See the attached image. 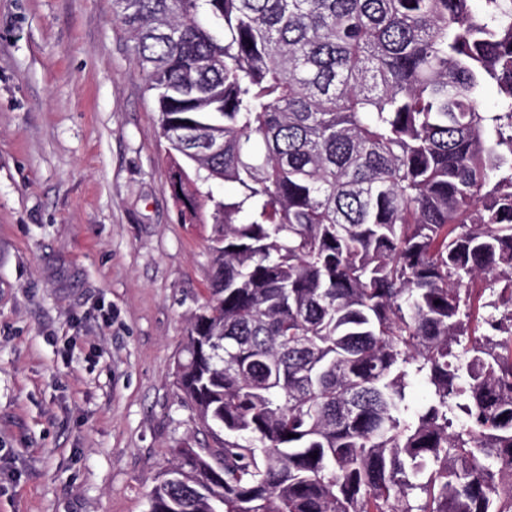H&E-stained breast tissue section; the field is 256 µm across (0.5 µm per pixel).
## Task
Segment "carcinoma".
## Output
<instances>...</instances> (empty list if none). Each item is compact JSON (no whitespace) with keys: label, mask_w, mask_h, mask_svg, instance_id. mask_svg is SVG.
<instances>
[{"label":"carcinoma","mask_w":512,"mask_h":512,"mask_svg":"<svg viewBox=\"0 0 512 512\" xmlns=\"http://www.w3.org/2000/svg\"><path fill=\"white\" fill-rule=\"evenodd\" d=\"M113 16L214 242L174 368L212 444L148 512H512V0Z\"/></svg>","instance_id":"obj_1"}]
</instances>
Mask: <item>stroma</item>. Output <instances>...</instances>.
<instances>
[{"label": "stroma", "instance_id": "1", "mask_svg": "<svg viewBox=\"0 0 512 512\" xmlns=\"http://www.w3.org/2000/svg\"><path fill=\"white\" fill-rule=\"evenodd\" d=\"M168 179L112 0H0V512H147L203 442L173 362L212 227Z\"/></svg>", "mask_w": 512, "mask_h": 512}]
</instances>
